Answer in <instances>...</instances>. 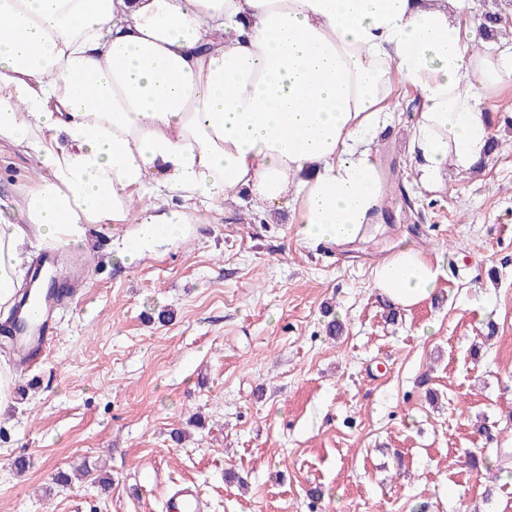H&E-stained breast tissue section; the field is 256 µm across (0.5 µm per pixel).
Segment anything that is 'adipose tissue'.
<instances>
[{
  "instance_id": "obj_1",
  "label": "adipose tissue",
  "mask_w": 512,
  "mask_h": 512,
  "mask_svg": "<svg viewBox=\"0 0 512 512\" xmlns=\"http://www.w3.org/2000/svg\"><path fill=\"white\" fill-rule=\"evenodd\" d=\"M466 0H0V140L47 176L0 221V311L23 284L29 235L86 250V225L132 224L126 259L250 195L289 207L299 238L350 244L384 217L374 140L393 91L417 98V181L484 160L512 50L477 42ZM440 267L399 243L373 284L408 310Z\"/></svg>"
}]
</instances>
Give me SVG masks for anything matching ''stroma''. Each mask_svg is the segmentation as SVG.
Listing matches in <instances>:
<instances>
[{
	"mask_svg": "<svg viewBox=\"0 0 512 512\" xmlns=\"http://www.w3.org/2000/svg\"><path fill=\"white\" fill-rule=\"evenodd\" d=\"M414 97L397 87L378 132L396 180L362 241L311 245L289 209L269 217L246 195L220 214L191 202L184 239L134 264V225H87L82 285L0 414V512H163L182 483L205 512H512L498 461L512 451V83L495 150L437 191L413 181ZM43 176L1 140L0 217ZM404 239L445 275L395 313L373 268ZM84 464L106 468L109 492L53 484ZM146 465L158 486H137Z\"/></svg>",
	"mask_w": 512,
	"mask_h": 512,
	"instance_id": "obj_1",
	"label": "stroma"
}]
</instances>
